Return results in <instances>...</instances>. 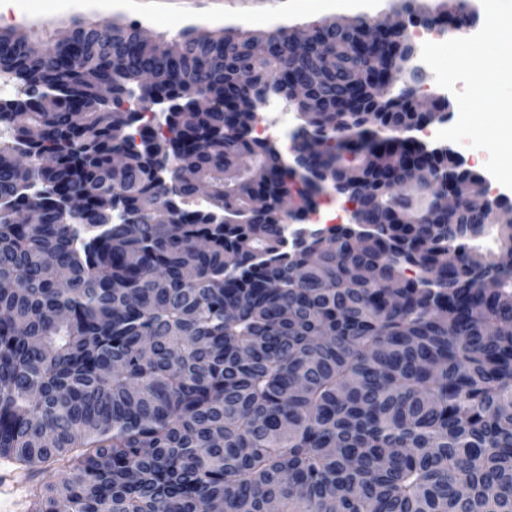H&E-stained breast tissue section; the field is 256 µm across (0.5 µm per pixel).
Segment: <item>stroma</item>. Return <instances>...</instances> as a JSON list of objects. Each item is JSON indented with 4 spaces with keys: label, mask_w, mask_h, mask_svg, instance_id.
<instances>
[{
    "label": "stroma",
    "mask_w": 512,
    "mask_h": 512,
    "mask_svg": "<svg viewBox=\"0 0 512 512\" xmlns=\"http://www.w3.org/2000/svg\"><path fill=\"white\" fill-rule=\"evenodd\" d=\"M390 0H14L6 27L55 39L74 20L138 22L149 36L174 35L181 21L220 28L237 25L263 30L275 25L300 28L322 18L365 13L385 18ZM433 62L420 90L422 100L444 94L455 125L452 150L476 171L494 168L512 181V129L501 126L498 110L512 102V80L481 82L471 71H449L445 45L435 44Z\"/></svg>",
    "instance_id": "obj_1"
}]
</instances>
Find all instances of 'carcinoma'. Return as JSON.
Masks as SVG:
<instances>
[{
    "label": "carcinoma",
    "mask_w": 512,
    "mask_h": 512,
    "mask_svg": "<svg viewBox=\"0 0 512 512\" xmlns=\"http://www.w3.org/2000/svg\"><path fill=\"white\" fill-rule=\"evenodd\" d=\"M306 29L0 30V458L70 462L31 512H512V202L412 135L449 108L418 45ZM269 97L324 149L254 136ZM324 195L353 222L288 247Z\"/></svg>",
    "instance_id": "carcinoma-1"
}]
</instances>
